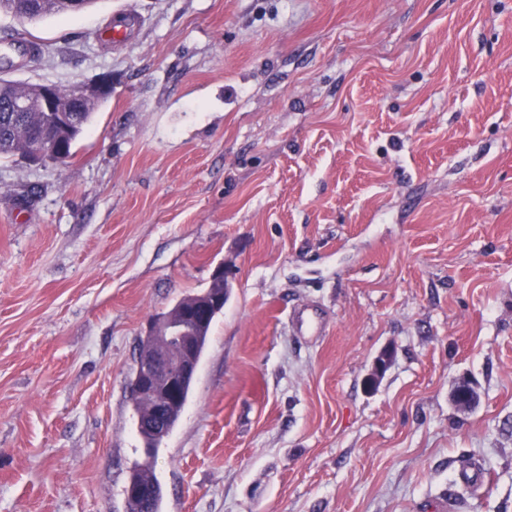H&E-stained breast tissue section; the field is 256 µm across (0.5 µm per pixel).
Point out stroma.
<instances>
[{"instance_id":"35a3bbf8","label":"stroma","mask_w":512,"mask_h":512,"mask_svg":"<svg viewBox=\"0 0 512 512\" xmlns=\"http://www.w3.org/2000/svg\"><path fill=\"white\" fill-rule=\"evenodd\" d=\"M16 30L42 51L0 78L112 93L67 165L0 160V512H126L140 340L219 272L162 512H512V0H95Z\"/></svg>"}]
</instances>
